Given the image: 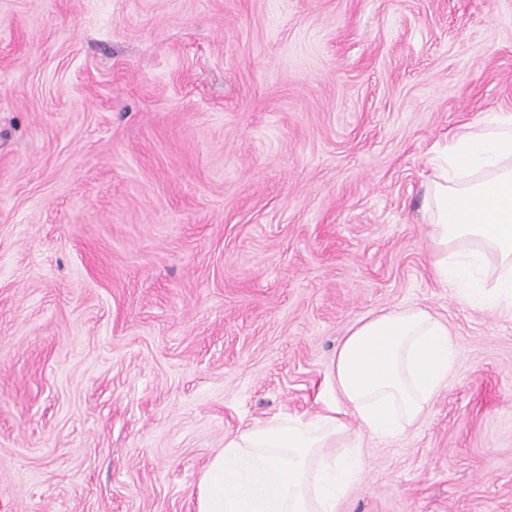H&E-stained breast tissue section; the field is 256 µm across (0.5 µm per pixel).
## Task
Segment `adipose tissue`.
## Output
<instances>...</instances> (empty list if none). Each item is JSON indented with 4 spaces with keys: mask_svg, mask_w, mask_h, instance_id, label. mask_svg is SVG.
Wrapping results in <instances>:
<instances>
[{
    "mask_svg": "<svg viewBox=\"0 0 512 512\" xmlns=\"http://www.w3.org/2000/svg\"><path fill=\"white\" fill-rule=\"evenodd\" d=\"M456 359L447 323L424 307L362 317L336 351L331 403L230 438L200 478L197 512H337L362 470V437L407 434Z\"/></svg>",
    "mask_w": 512,
    "mask_h": 512,
    "instance_id": "1",
    "label": "adipose tissue"
}]
</instances>
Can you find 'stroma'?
<instances>
[{
	"label": "stroma",
	"instance_id": "35a3bbf8",
	"mask_svg": "<svg viewBox=\"0 0 512 512\" xmlns=\"http://www.w3.org/2000/svg\"><path fill=\"white\" fill-rule=\"evenodd\" d=\"M502 113L512 0H0V512H196L404 304L456 370L338 512H512V314L439 282L424 210Z\"/></svg>",
	"mask_w": 512,
	"mask_h": 512
}]
</instances>
